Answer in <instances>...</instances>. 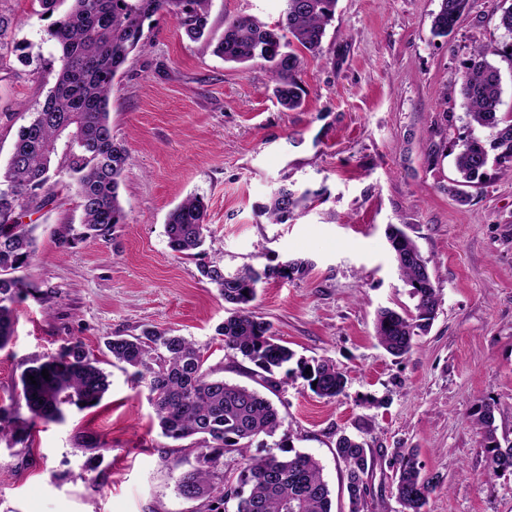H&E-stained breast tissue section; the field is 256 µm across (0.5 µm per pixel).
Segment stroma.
Segmentation results:
<instances>
[{
    "instance_id": "obj_1",
    "label": "stroma",
    "mask_w": 512,
    "mask_h": 512,
    "mask_svg": "<svg viewBox=\"0 0 512 512\" xmlns=\"http://www.w3.org/2000/svg\"><path fill=\"white\" fill-rule=\"evenodd\" d=\"M498 0H470L451 35L434 38L439 0H338L318 56L301 73L302 108L283 109L267 69L200 51L168 15L146 52L115 79L113 135L130 153L121 186L127 215L105 238L59 248V225L81 227L73 185L17 216L35 227L29 293L16 305L14 339L0 350V403L25 363L79 341L104 362L102 402L39 425L31 447L0 443V512H195L177 476L190 442L162 436L145 389L106 360L105 340L153 327L206 347L226 380L254 386L255 367L225 350L215 329L225 304L197 261L169 249L167 213L187 195L208 205L207 256L232 272L301 258L309 273L260 285L256 314L298 357L328 358L348 379L333 402L289 380L278 405L280 438L312 454L342 505L341 434L371 448L376 496L369 512H399L387 459L414 448L441 484L427 512H512V471L486 477L473 419L494 405L499 438L512 442V171L489 169L460 203L441 192L469 134L459 85L472 47L502 42ZM284 0H212L210 23L244 14L274 24ZM13 46L0 52V164L55 82L57 51L38 0H0ZM448 98H441V91ZM314 197L284 224L260 210L280 186ZM397 225L417 243L442 304L425 335L396 358L375 339L379 308L410 309L387 241Z\"/></svg>"
}]
</instances>
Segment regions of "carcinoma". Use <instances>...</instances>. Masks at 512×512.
<instances>
[{"instance_id":"obj_1","label":"carcinoma","mask_w":512,"mask_h":512,"mask_svg":"<svg viewBox=\"0 0 512 512\" xmlns=\"http://www.w3.org/2000/svg\"><path fill=\"white\" fill-rule=\"evenodd\" d=\"M44 13L69 7L48 29L58 52L54 86L28 125L17 133L12 153L0 171V349L14 333L15 305L28 292L20 275L37 252L34 226L17 224L15 210L36 201L46 202L56 180L67 177L75 185L82 207L83 231L70 225L59 231V245L67 248L86 237H106L116 225L126 223L119 189L130 155L112 135L109 105L114 79L135 52L146 50L145 23L159 14L176 18L180 29L202 51L226 62L260 61L274 83L277 102L288 110L304 103L301 53H320L326 27L337 0H285L281 18L272 26L250 15L224 21V32L214 37L210 26L212 0H39ZM431 32L446 38L469 9L470 0H439ZM498 27L506 40L473 49L465 64L458 94L469 126L484 136L459 139L455 156L458 178L441 189L459 201L468 189L481 185L490 167L512 170V113H501V73L490 58L512 63V4L497 7ZM309 192L297 194L281 186L264 207L272 224L293 217ZM165 234L172 252L183 258L202 255L209 234L207 206L191 195L171 209ZM391 254L401 278L410 287L414 311H378L375 338L390 355H407L416 337L430 330L442 302L433 282L428 259L401 228L387 229ZM308 262L285 259L275 264L245 265L227 272L223 258L199 264V271L215 286L224 303L234 306L216 328L224 348L254 364L259 385L272 395L295 375L312 392L331 401L346 386L344 375L328 358L311 361L276 336L273 324L258 316L253 302L257 287L271 280H288L304 274ZM112 364L121 365L128 378L147 389L161 434L172 440L197 438L195 465L176 480L178 493L199 502L198 512H332L331 490L320 462L312 455L288 449V454H250L258 437L273 438L281 426L278 408L255 388L224 380L206 365L203 348L195 341L169 331L146 328L140 335H114L105 342ZM49 377L43 378L42 370ZM34 376L31 383L28 376ZM109 389L100 360L80 341L63 344L45 361L35 359L19 377L17 393L0 404V440L9 446L29 447L37 424L62 421L68 407L92 408ZM475 425L483 436L489 467L494 472L512 470V444L497 437L495 408L480 407ZM336 460L346 471L348 512H368L374 500L370 481L374 457L365 442L349 435L336 440ZM394 474V495L400 512H426L439 476L423 472L413 448H396L389 459Z\"/></svg>"}]
</instances>
